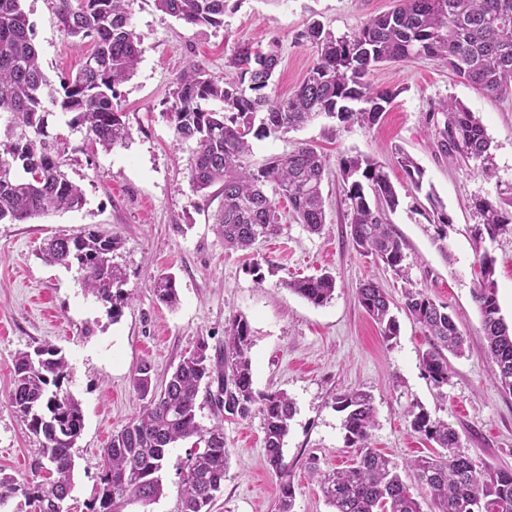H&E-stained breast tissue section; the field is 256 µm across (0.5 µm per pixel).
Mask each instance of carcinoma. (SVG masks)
Masks as SVG:
<instances>
[{"label":"carcinoma","mask_w":512,"mask_h":512,"mask_svg":"<svg viewBox=\"0 0 512 512\" xmlns=\"http://www.w3.org/2000/svg\"><path fill=\"white\" fill-rule=\"evenodd\" d=\"M154 3L188 27L224 25L226 0ZM132 4L133 0H56L63 34L91 46L76 74L56 85L40 65L33 25L20 0H0V223L24 224L54 211L80 210L86 203L84 191L63 170L58 136L48 131L53 109L70 116L67 125L104 151L129 138L114 100L117 87L133 75L140 58L139 39L131 26ZM304 37L316 47V60L286 97L273 89L279 63V44L273 40L265 47L247 43L234 49L227 66L236 71L235 81L216 80L200 65L189 64L165 101L163 116L175 141L197 144L190 180L204 201H219L210 218L224 235L227 249L246 251L280 232L277 197L288 202L293 219L308 232L324 231L326 156L302 144L255 166L249 136L286 133L322 116L377 122L394 97L370 81L381 64L434 58L483 95H512V0H397L395 8L368 19L350 35L338 37L313 23ZM442 111L446 119L439 130V146L444 155L453 162L479 161L490 171L491 141L479 117L455 101L444 102ZM397 162L412 186L422 190L424 171L416 160L403 152ZM340 172L351 211L352 247L408 281L403 244L386 222V213L399 205L388 174L369 156L341 159ZM426 197L433 240L443 250L453 218L433 191ZM472 207L481 219L474 227L475 242L512 232V209L490 198H477ZM118 247L117 237L95 231L56 235L44 243L42 257L50 264L77 266L84 289L108 305L116 321L133 298L124 289V271L112 262ZM478 264L472 300L495 378L511 394L512 327L500 316L494 258L484 252L478 255ZM284 287L323 306L333 298L336 277L325 272L287 281ZM152 288L161 302L178 304L172 277H158ZM403 298L404 311L429 339V349L422 354L424 372L434 387L441 388L450 377L446 352L462 353L467 338L447 307L424 290L406 287ZM357 301L383 339L397 336L399 325L384 289L369 282L359 288ZM250 349L249 324L236 316L225 328L224 347L212 354L207 341L200 339L162 386L154 384L148 365L137 367L132 384L146 405L112 434L104 448L99 484L85 504L87 512H126L136 504L154 503L163 492L159 472L171 448L192 436L200 437L205 447L189 455L178 490L179 512H209L229 467L223 415L244 420L255 411L263 416L267 463L280 481L275 512H293L295 489L283 448L295 404L283 391L254 388ZM13 373L8 402L40 439L34 470L46 477L24 483L0 473V501L21 496L34 512H55V503L71 498L72 449L84 428L82 405L64 388L71 367L62 349L42 344L19 352ZM202 391L217 419L209 429L196 420ZM335 405L345 414L343 429L352 462L332 471H311L331 512H423L398 464L369 446L377 423L371 394L348 389L336 395ZM405 416L414 432L438 447L433 455L407 464L426 493L430 512H471L473 502L480 504V512H512V470L477 466L460 451L458 433L432 419L421 405H410Z\"/></svg>","instance_id":"obj_1"}]
</instances>
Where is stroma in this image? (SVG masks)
Returning <instances> with one entry per match:
<instances>
[{
	"mask_svg": "<svg viewBox=\"0 0 512 512\" xmlns=\"http://www.w3.org/2000/svg\"><path fill=\"white\" fill-rule=\"evenodd\" d=\"M394 4L226 0L223 27L191 28L157 10L154 0H135L131 24L141 55L133 77L118 88L129 139L111 151L93 153L84 149L82 134L69 129L64 118H50L48 130L59 138L65 171L82 187L86 204L25 224L0 223V472L33 480L30 463L40 446L8 404L18 351L46 342L61 348L70 363L69 388L84 411L70 507L71 512H85L101 473L107 445L103 429L119 431L144 406L132 386L135 368L150 363L155 382L164 381L198 339L222 345L224 330L236 315L246 318L251 329L255 388L285 391L295 403L284 446L295 487L294 512H329L310 470L350 463L343 415L335 409L336 395L349 388L373 394L378 424L370 445L396 462L432 451L404 416L418 403L458 432L465 453L489 468L512 469V395L494 377L471 295L478 269L472 228L479 222L472 201L484 196L512 201V96L478 94L433 59L378 67L371 76L374 87L394 91L395 97L377 123L321 117L301 129L252 141L251 161L257 165L302 143L326 155L323 233H309L297 224L281 201L280 233L238 252L225 250L222 234L191 183L195 142H175L162 116L163 104L188 63L231 81L236 73L226 61L237 44L277 41L275 84L285 96L315 59L316 50L304 36L309 24L349 35ZM21 8L34 27L45 71L53 77L75 74L83 51L58 29L56 0H21ZM449 99L475 112L485 126L491 140L490 171L475 161L451 163L438 152L436 129L444 121L441 105ZM401 150L417 160L425 185L433 187L453 217L447 251L432 240L428 202L401 171ZM356 155L380 162L398 192L399 205L388 219L403 243L410 282L447 305L468 338L462 355H449L450 379L442 388H435L423 371L428 342L419 325L397 312L399 333L383 341L357 302L356 292L367 280L401 302L402 283L383 265L359 255L349 240L351 215L339 161ZM88 229L121 240L114 260L134 299L116 320L84 290L77 269L46 263L37 254L51 236ZM485 247L495 260L500 314L511 323L512 233ZM255 263L262 267L264 283L255 281ZM324 270L336 277V291L326 305L314 306L284 286ZM162 273L176 279L177 306L165 305L153 293L152 281ZM223 424L229 469L210 512H274L279 481L266 462L261 414L244 421L228 416ZM201 446L196 437L178 442L160 472L162 496L150 505L132 506L131 512H178L177 488L185 463Z\"/></svg>",
	"mask_w": 512,
	"mask_h": 512,
	"instance_id": "1",
	"label": "stroma"
}]
</instances>
